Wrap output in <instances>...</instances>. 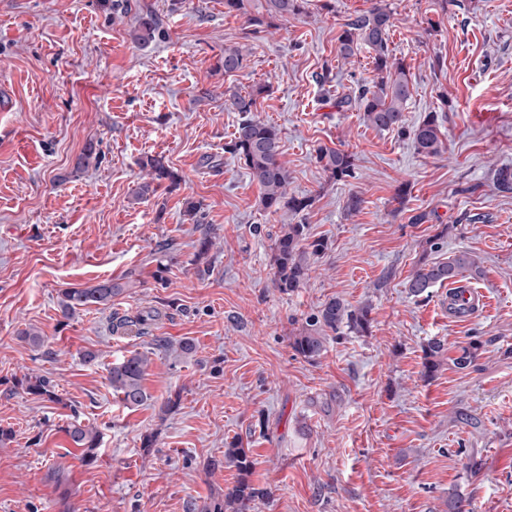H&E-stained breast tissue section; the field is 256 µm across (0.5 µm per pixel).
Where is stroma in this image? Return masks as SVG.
I'll return each mask as SVG.
<instances>
[{"label":"stroma","mask_w":512,"mask_h":512,"mask_svg":"<svg viewBox=\"0 0 512 512\" xmlns=\"http://www.w3.org/2000/svg\"><path fill=\"white\" fill-rule=\"evenodd\" d=\"M382 1L390 53L414 85L407 122L437 113L441 156L336 106L373 76L368 49L341 58L338 37ZM120 2L0 0V427L12 432L0 442V512H201L237 482L224 459L234 447L268 492L250 512H448L453 500L512 512V192L495 183L512 169V0H308L254 37L224 0ZM146 10L164 34L140 45L132 33ZM228 46L247 49L234 76L222 68ZM259 85L287 192L312 200L298 214L264 209L224 150L240 118L225 111V89ZM321 146L353 153L355 177L331 179ZM154 156L179 182L137 199ZM353 193L363 206L351 214ZM189 199L202 204L194 220ZM286 224L328 245L289 295L270 283V245ZM206 226L203 276L192 259ZM166 242L177 261L159 278ZM460 251L480 260L472 286L489 300L464 321L443 308L448 285L425 297L407 288L422 256ZM104 280L123 293L62 318L61 289ZM334 295L369 306V329L329 335L305 359L290 338ZM149 309L159 315L148 335L112 333L114 317ZM30 328L41 347L21 338ZM156 336L193 339L196 351L174 360L152 349ZM432 339L445 351L427 378ZM471 342L477 355L458 368ZM135 351L150 358L152 399L128 409L109 371ZM35 374L59 402L20 387ZM74 423L102 435L91 460L65 433Z\"/></svg>","instance_id":"35a3bbf8"}]
</instances>
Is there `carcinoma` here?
I'll return each instance as SVG.
<instances>
[{
  "instance_id": "cac0c4a2",
  "label": "carcinoma",
  "mask_w": 512,
  "mask_h": 512,
  "mask_svg": "<svg viewBox=\"0 0 512 512\" xmlns=\"http://www.w3.org/2000/svg\"><path fill=\"white\" fill-rule=\"evenodd\" d=\"M307 0H265L266 15L247 18L250 35L261 32L266 18L286 19L298 16L305 11ZM392 26L391 12L379 5L368 13L359 15L346 23V29L338 37L339 56L348 58L365 46L374 52L373 70L375 77L370 85L358 87L354 97H343L336 101L341 108L351 103L357 104L363 112L364 121L379 131H397L412 136L415 147L423 156L441 155L444 148L442 123L435 114L428 115L420 124L406 125L404 109L412 95V83L404 65L390 59L388 48L389 31ZM161 34L158 18L150 11L140 15L135 30V41L148 43ZM246 66V55L237 47L224 48V74L233 75ZM266 91L259 86L249 93L234 90L224 91V109L238 112L241 118L232 138L224 145V150L243 161L250 178L263 189L264 207L279 211L286 209L298 214L310 206L308 197L289 196L286 192L288 170L281 161L280 136L278 129L254 115L258 96ZM317 161L324 171L335 180L355 177V157L353 154L328 147L316 150ZM152 180H168L175 184L177 174L162 157L149 160ZM307 225L285 224L273 242V285L284 294H291L303 287L311 272L310 258L323 254L326 243L321 239L309 240ZM484 271L478 259L468 252H458L445 261L422 262L408 282L409 293L419 297L428 289L452 282L455 278L469 276L482 277ZM125 285L120 282L102 281L81 287H69L60 291L59 309L62 317L68 319L81 309L92 305H106L112 297L121 293ZM369 310L366 307L350 309L344 301L332 296L323 302L316 313L306 318L305 323L293 336L291 346L299 355L313 359L322 354L328 333H337L345 327L351 331L364 332L369 324ZM157 317V312H141L135 317H126L112 326V331L126 336H144ZM444 351V343L432 340L424 350L423 369L431 376L438 369V357ZM149 358L143 353H133L112 365L109 381L112 391L118 394L123 405L129 409L144 405L151 399L143 380ZM31 394L55 398L51 381L44 376H26L18 382ZM71 443L91 458L99 448L100 433L80 424H72L66 429ZM241 477L234 486L224 492V499L203 506L201 512H250V504L266 492L255 488L248 481L254 466L244 449L230 448L225 453Z\"/></svg>"
}]
</instances>
